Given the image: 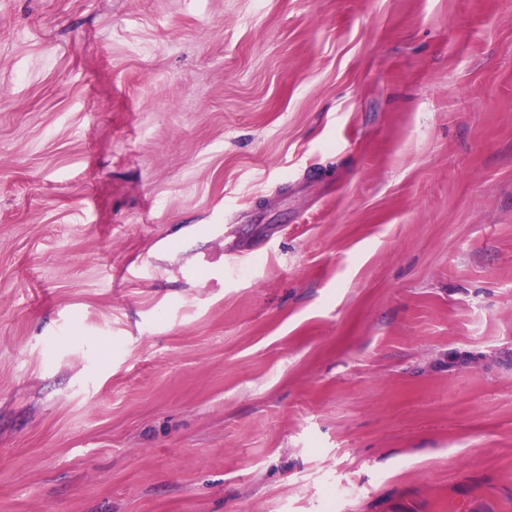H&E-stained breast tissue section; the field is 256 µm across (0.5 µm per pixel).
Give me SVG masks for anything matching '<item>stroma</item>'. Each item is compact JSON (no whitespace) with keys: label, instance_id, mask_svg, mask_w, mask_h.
Instances as JSON below:
<instances>
[{"label":"stroma","instance_id":"35a3bbf8","mask_svg":"<svg viewBox=\"0 0 512 512\" xmlns=\"http://www.w3.org/2000/svg\"><path fill=\"white\" fill-rule=\"evenodd\" d=\"M0 512H512V0H0Z\"/></svg>","mask_w":512,"mask_h":512}]
</instances>
